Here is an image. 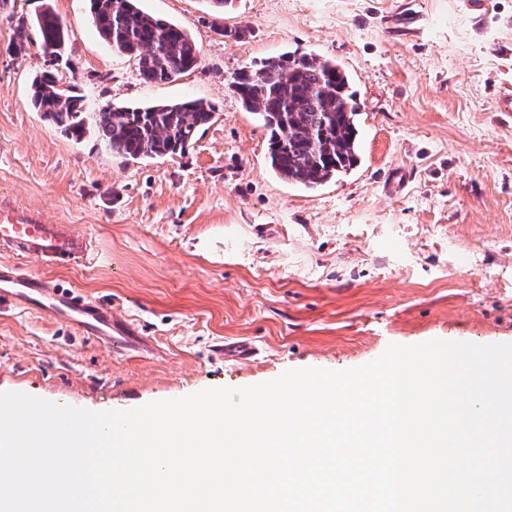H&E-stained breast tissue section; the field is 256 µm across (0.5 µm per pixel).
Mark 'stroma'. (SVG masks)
Returning <instances> with one entry per match:
<instances>
[{
	"label": "stroma",
	"mask_w": 512,
	"mask_h": 512,
	"mask_svg": "<svg viewBox=\"0 0 512 512\" xmlns=\"http://www.w3.org/2000/svg\"><path fill=\"white\" fill-rule=\"evenodd\" d=\"M50 2L73 32L60 83L88 112L201 99L184 154L134 160L29 106L46 62L9 50L0 15V202L91 233L95 266L0 248V264L112 305L135 347L0 304V392L129 410L285 370H345L389 344L512 343V0H137L183 27L196 68L144 82L97 34L89 0ZM227 35L216 33V26ZM288 52L336 62L361 106L359 161L307 189L269 165V136L231 87Z\"/></svg>",
	"instance_id": "35a3bbf8"
}]
</instances>
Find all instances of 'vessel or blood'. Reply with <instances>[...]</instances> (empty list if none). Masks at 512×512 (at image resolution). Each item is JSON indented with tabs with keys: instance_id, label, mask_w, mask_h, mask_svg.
<instances>
[{
	"instance_id": "obj_1",
	"label": "vessel or blood",
	"mask_w": 512,
	"mask_h": 512,
	"mask_svg": "<svg viewBox=\"0 0 512 512\" xmlns=\"http://www.w3.org/2000/svg\"><path fill=\"white\" fill-rule=\"evenodd\" d=\"M26 258H51L57 263L93 264L91 236L84 231H64L43 216L0 206V244ZM22 298L32 309L46 311L81 324L90 336H111L116 315L111 306L92 304L61 291L48 282L32 284L18 275L0 285V299Z\"/></svg>"
}]
</instances>
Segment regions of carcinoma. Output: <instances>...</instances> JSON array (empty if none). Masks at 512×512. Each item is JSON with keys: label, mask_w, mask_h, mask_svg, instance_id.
Here are the masks:
<instances>
[{"label": "carcinoma", "mask_w": 512, "mask_h": 512, "mask_svg": "<svg viewBox=\"0 0 512 512\" xmlns=\"http://www.w3.org/2000/svg\"><path fill=\"white\" fill-rule=\"evenodd\" d=\"M90 11L99 37L136 59L145 82L172 80L199 61L200 51L186 30L142 11L134 0H90ZM0 14L14 20L11 50L16 57L30 49L32 23L40 31L43 54L54 62L64 58L72 34L51 6L30 19L17 18L14 0H0ZM233 86L244 109L268 131L270 166L280 179L313 189L356 164L360 104L348 93L347 75L338 65L287 53L258 68L241 69ZM74 90L44 71L31 82L30 106L79 140L86 131V112ZM214 119V108L198 99L141 107L108 104L95 113L96 128L109 147L135 160L185 152Z\"/></svg>", "instance_id": "carcinoma-1"}]
</instances>
